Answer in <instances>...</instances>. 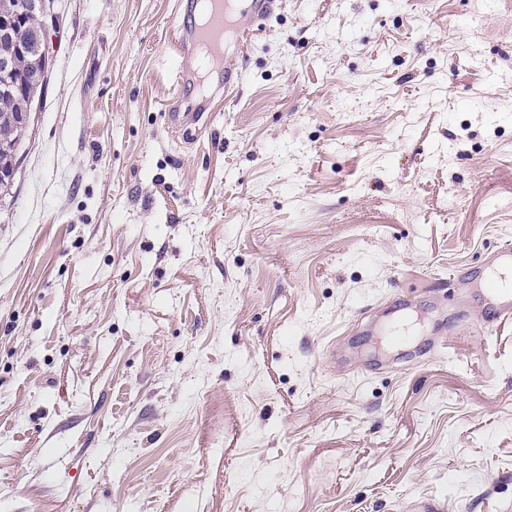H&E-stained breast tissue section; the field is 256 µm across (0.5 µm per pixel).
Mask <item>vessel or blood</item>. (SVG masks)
Instances as JSON below:
<instances>
[{
    "label": "vessel or blood",
    "mask_w": 512,
    "mask_h": 512,
    "mask_svg": "<svg viewBox=\"0 0 512 512\" xmlns=\"http://www.w3.org/2000/svg\"><path fill=\"white\" fill-rule=\"evenodd\" d=\"M277 6V0H176L174 29L180 44L174 73L177 88H189L204 73L216 76L218 89L228 91L239 86L242 74L225 60L224 42L229 37L241 41L246 33L265 25ZM180 105L177 98L170 102L168 119L185 139H193L194 127L209 125L215 119L212 107L184 112ZM462 283L486 303L481 328L512 321L511 244L486 254L476 271L464 277ZM421 308V303L407 300L400 313L381 308L373 320L384 324L393 348L401 349L421 330Z\"/></svg>",
    "instance_id": "vessel-or-blood-1"
}]
</instances>
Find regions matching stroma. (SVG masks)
I'll return each instance as SVG.
<instances>
[{
  "mask_svg": "<svg viewBox=\"0 0 512 512\" xmlns=\"http://www.w3.org/2000/svg\"><path fill=\"white\" fill-rule=\"evenodd\" d=\"M169 125L174 0H58L0 193V512L512 507V324L370 373L358 322L512 239V0H279ZM183 97L173 99L168 108V119L172 126L182 132L183 138L187 140H195L197 137L193 133V127L196 125L208 126L214 122L216 112L212 107L211 100L206 107L198 109L196 112H180V105Z\"/></svg>",
  "mask_w": 512,
  "mask_h": 512,
  "instance_id": "obj_1",
  "label": "stroma"
}]
</instances>
